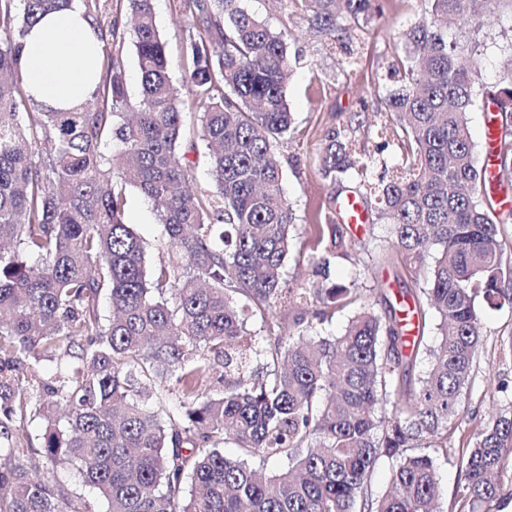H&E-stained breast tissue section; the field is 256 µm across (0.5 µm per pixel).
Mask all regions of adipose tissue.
<instances>
[{"label": "adipose tissue", "instance_id": "obj_1", "mask_svg": "<svg viewBox=\"0 0 512 512\" xmlns=\"http://www.w3.org/2000/svg\"><path fill=\"white\" fill-rule=\"evenodd\" d=\"M98 42L80 10L46 16L24 40L21 74L30 92L54 108L77 105L98 76Z\"/></svg>", "mask_w": 512, "mask_h": 512}]
</instances>
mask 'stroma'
Here are the masks:
<instances>
[{
	"label": "stroma",
	"mask_w": 512,
	"mask_h": 512,
	"mask_svg": "<svg viewBox=\"0 0 512 512\" xmlns=\"http://www.w3.org/2000/svg\"><path fill=\"white\" fill-rule=\"evenodd\" d=\"M380 16L353 33L364 52L362 65L346 71L342 53L328 52L322 38L311 35L286 14L276 11L271 0H247L248 8L265 19L272 29L292 28L288 54L293 74L288 85V99L294 114L295 131L280 151L283 162V188L295 210L297 224H311L319 210L335 209L337 201L329 181L320 171L318 157L328 130L351 116L361 125L356 131L360 144L372 147L378 120L374 112V89L386 82L400 30L415 23L424 10V0H378ZM178 0H154L156 24L165 42L168 58L179 61L185 50V19ZM463 43H475L476 56L483 63L482 78H497L512 59V18L495 11L484 17L478 34L459 33ZM126 218L146 245L148 264L159 257L163 227L151 202L136 189L126 192ZM372 255L361 278L369 288V302L379 314H386L389 300L398 298L402 289L418 291L412 273L405 267L390 241L387 224L369 218L354 232ZM481 348L474 362L473 378L461 398L462 415L452 440L453 455L438 458V473L445 496L443 512H457L454 498L462 478L458 448L465 445L473 432L512 405V362L503 359L501 347L512 341V308L492 309L479 305Z\"/></svg>",
	"instance_id": "35a3bbf8"
}]
</instances>
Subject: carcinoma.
I'll return each mask as SVG.
<instances>
[{"instance_id":"carcinoma-1","label":"carcinoma","mask_w":512,"mask_h":512,"mask_svg":"<svg viewBox=\"0 0 512 512\" xmlns=\"http://www.w3.org/2000/svg\"><path fill=\"white\" fill-rule=\"evenodd\" d=\"M0 0V512H90L80 493L37 474L80 468L107 512H435L443 496L435 454L461 416L481 342L476 301L512 308L506 245L468 114L512 113V70L494 84L465 63L451 29L512 0H425L377 99L373 150L352 122L329 131L319 169L331 184L358 178L377 203L420 296L381 316L360 275L332 279L362 245L329 212L295 224L279 144L293 131L288 29H271L246 0H180L181 77L171 76L154 0ZM375 0H272L302 17L348 68L352 32ZM79 8L101 44V80L71 109L48 108L25 86L23 39L40 18ZM133 32L141 92L128 96L117 44ZM201 109L185 141L182 96ZM497 185L512 183V126L501 121ZM215 190H198L197 142ZM398 158H384L390 144ZM154 205L166 255L146 269L125 222L126 188ZM310 274L286 271L294 243ZM361 310L334 336H309L345 307ZM291 315L288 334L273 310ZM439 344L410 384L426 315ZM258 320L266 347L255 346ZM56 372L30 387L48 363ZM158 385L174 395L153 410ZM44 422L37 440L27 434ZM238 448L224 455V444ZM285 459L268 475L249 464ZM388 488L371 492L377 462ZM512 409L475 431L456 488L460 512L512 498Z\"/></svg>"}]
</instances>
